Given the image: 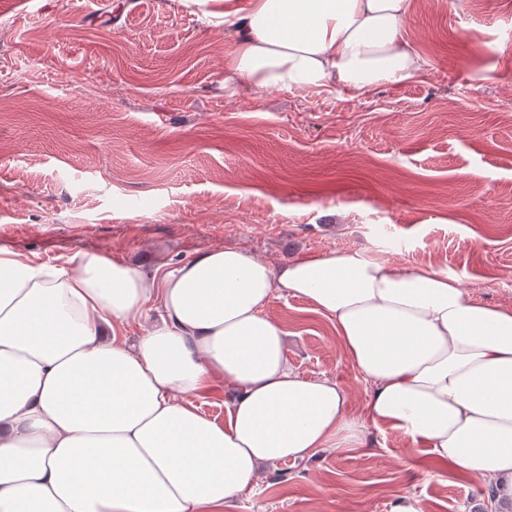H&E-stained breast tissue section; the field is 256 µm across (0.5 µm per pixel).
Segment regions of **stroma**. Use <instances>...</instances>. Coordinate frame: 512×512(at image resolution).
Masks as SVG:
<instances>
[{
  "label": "stroma",
  "mask_w": 512,
  "mask_h": 512,
  "mask_svg": "<svg viewBox=\"0 0 512 512\" xmlns=\"http://www.w3.org/2000/svg\"><path fill=\"white\" fill-rule=\"evenodd\" d=\"M224 0H0V249L145 274L233 246L278 266L361 249L512 307V0H414L423 68L364 92L228 81ZM288 361L366 388L331 321L269 306ZM368 455L284 461L233 512H487L485 488L388 427Z\"/></svg>",
  "instance_id": "obj_1"
}]
</instances>
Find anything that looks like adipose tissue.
<instances>
[{
	"mask_svg": "<svg viewBox=\"0 0 512 512\" xmlns=\"http://www.w3.org/2000/svg\"><path fill=\"white\" fill-rule=\"evenodd\" d=\"M410 0H249L225 6L241 87L364 91L424 65ZM336 328L369 383L363 418L332 378L288 362L274 298ZM159 323L124 330L147 307ZM224 386V419L192 399ZM385 425L491 483L512 505V308L431 268L360 250L280 266L227 246L160 277L86 255L48 267L0 250V512H229L263 471L327 448L372 446Z\"/></svg>",
	"mask_w": 512,
	"mask_h": 512,
	"instance_id": "1",
	"label": "adipose tissue"
}]
</instances>
